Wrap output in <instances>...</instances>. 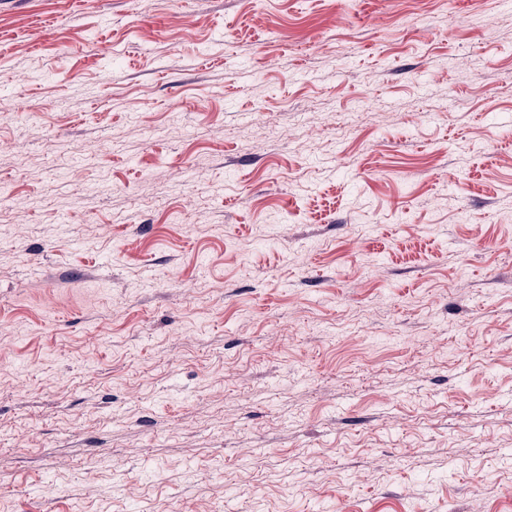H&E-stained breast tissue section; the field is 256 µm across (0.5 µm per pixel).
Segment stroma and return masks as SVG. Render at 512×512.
Returning <instances> with one entry per match:
<instances>
[{
    "mask_svg": "<svg viewBox=\"0 0 512 512\" xmlns=\"http://www.w3.org/2000/svg\"><path fill=\"white\" fill-rule=\"evenodd\" d=\"M0 512H512V0H0Z\"/></svg>",
    "mask_w": 512,
    "mask_h": 512,
    "instance_id": "obj_1",
    "label": "stroma"
}]
</instances>
